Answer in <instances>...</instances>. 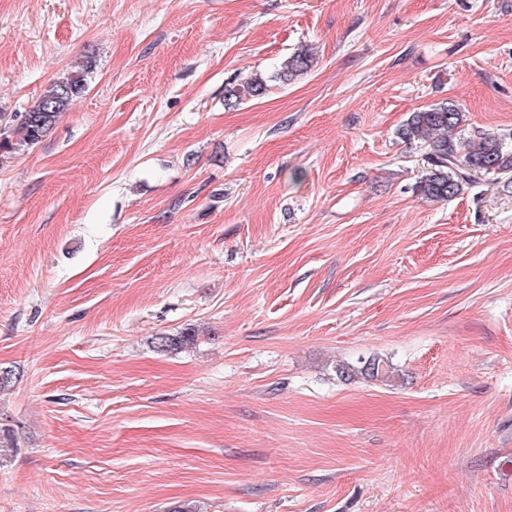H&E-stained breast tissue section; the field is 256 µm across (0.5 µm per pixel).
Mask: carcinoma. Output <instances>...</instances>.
<instances>
[{
    "mask_svg": "<svg viewBox=\"0 0 512 512\" xmlns=\"http://www.w3.org/2000/svg\"><path fill=\"white\" fill-rule=\"evenodd\" d=\"M313 52L297 49L285 58L272 80L289 84L305 76L314 66ZM93 70L89 57L75 61L67 72L50 83L29 111L21 115L0 112V152L17 154L39 143L54 127L61 114L87 87V78ZM267 78L260 74L244 78L226 88L225 101L229 105L263 97L268 89ZM19 121L21 137L10 139V124ZM465 112L452 102H441L409 114L400 134L406 141H423L428 148L429 168L422 175L417 189L421 198L430 202H449L464 188L476 183L482 174L512 171V148L487 132L466 138L454 137V131L464 125ZM194 335L158 336L154 347L159 351L177 350L191 343ZM342 377L364 376L379 382L394 380V367L380 359H368L360 365H342L337 368Z\"/></svg>",
    "mask_w": 512,
    "mask_h": 512,
    "instance_id": "1",
    "label": "carcinoma"
}]
</instances>
